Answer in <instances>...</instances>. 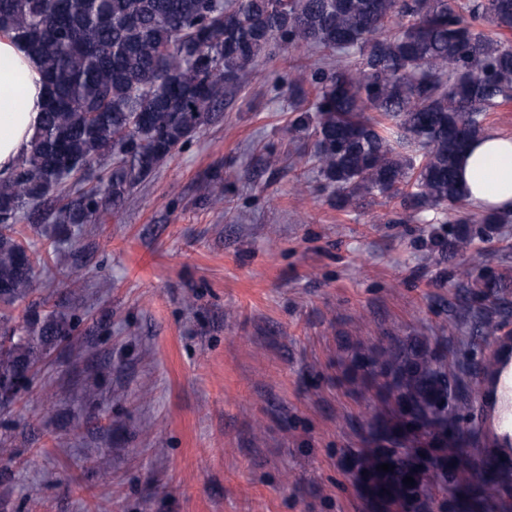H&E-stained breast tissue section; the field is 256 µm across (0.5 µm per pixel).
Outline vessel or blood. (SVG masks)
<instances>
[{
  "label": "vessel or blood",
  "instance_id": "1",
  "mask_svg": "<svg viewBox=\"0 0 512 512\" xmlns=\"http://www.w3.org/2000/svg\"><path fill=\"white\" fill-rule=\"evenodd\" d=\"M496 356L491 380H480L482 415L491 441L487 454L501 467L512 466V334L492 339Z\"/></svg>",
  "mask_w": 512,
  "mask_h": 512
}]
</instances>
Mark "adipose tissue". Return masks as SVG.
Segmentation results:
<instances>
[{
	"label": "adipose tissue",
	"instance_id": "obj_1",
	"mask_svg": "<svg viewBox=\"0 0 512 512\" xmlns=\"http://www.w3.org/2000/svg\"><path fill=\"white\" fill-rule=\"evenodd\" d=\"M46 93L39 60L24 43L0 36V178L29 148ZM457 168L473 207L512 211V137L484 135L461 154Z\"/></svg>",
	"mask_w": 512,
	"mask_h": 512
}]
</instances>
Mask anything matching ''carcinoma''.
I'll list each match as a JSON object with an SVG mask.
<instances>
[{
    "label": "carcinoma",
    "mask_w": 512,
    "mask_h": 512,
    "mask_svg": "<svg viewBox=\"0 0 512 512\" xmlns=\"http://www.w3.org/2000/svg\"><path fill=\"white\" fill-rule=\"evenodd\" d=\"M0 31L24 42L44 71L40 126L12 173L0 179V306L35 288L28 248L16 226H37L50 198L54 224H89L105 194L117 201L187 143L228 88L241 89L278 47L332 53L290 77L297 98L290 127L313 135L309 159L336 208L364 197L400 199L394 224L427 221L459 228L507 224L506 213L458 211L457 177L466 145L486 133L487 112L512 100V0H0ZM109 162L99 184L71 180ZM75 326L29 312L25 334H0V405L17 400L56 341ZM403 427L428 436L412 457L380 448L372 472L403 512H423L425 465L446 472L448 393L472 390L460 372L394 343L380 353ZM388 463L389 472L377 469ZM481 497L512 492L489 458ZM411 476L414 485L403 483Z\"/></svg>",
    "instance_id": "cac0c4a2"
}]
</instances>
